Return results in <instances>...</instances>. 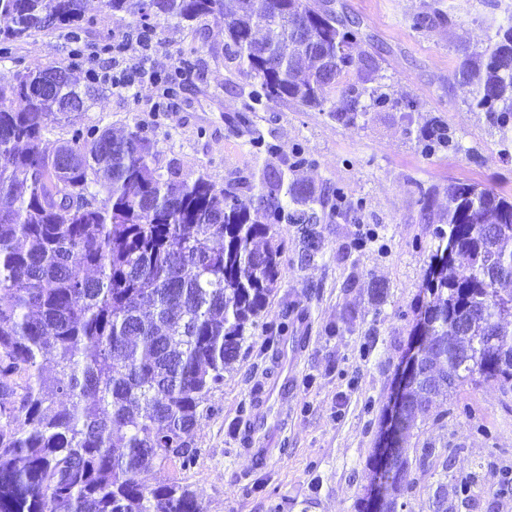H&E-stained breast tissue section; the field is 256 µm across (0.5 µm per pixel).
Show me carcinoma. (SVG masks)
<instances>
[{
    "mask_svg": "<svg viewBox=\"0 0 512 512\" xmlns=\"http://www.w3.org/2000/svg\"><path fill=\"white\" fill-rule=\"evenodd\" d=\"M130 19L127 39L151 49L161 22L220 17L224 58L252 82L237 125L251 130L258 154H278L253 128L271 101L328 113L343 126L366 115L365 100L388 101L371 77L379 69L353 49L360 22L335 0H106ZM437 4L413 19L420 30L449 24ZM57 29L72 65L39 87L43 66L23 65L17 43ZM83 0H0V60L19 66L0 78V512H203L197 495L175 482L149 486L139 474L167 462H196L191 434L204 397L224 384L245 337L270 342L296 333L284 317L267 322L282 287L279 224L299 225L298 262L321 252L316 230L354 206L342 189L317 191L290 177L309 163L295 151L288 172L262 170L218 189L205 176L180 177L154 166V130L137 125L117 138L71 118L104 85L127 89L102 72L82 40ZM197 49L178 73L156 74L154 111L183 90L178 74L198 65ZM461 84L490 124L512 123V14L484 52L465 55ZM341 107H336V100ZM68 121L54 151L45 134ZM435 121L423 150L448 146ZM246 189L256 205H245ZM452 206L432 256L414 326L420 346L405 385L396 434L399 454L384 472L376 505L357 512H403L417 493L416 473L437 477L430 512H453L451 457L425 439L409 443L418 418L448 417L459 388L493 379L512 391V200L475 183H448ZM51 365L45 373L44 364ZM442 470H437V467Z\"/></svg>",
    "mask_w": 512,
    "mask_h": 512,
    "instance_id": "obj_1",
    "label": "carcinoma"
}]
</instances>
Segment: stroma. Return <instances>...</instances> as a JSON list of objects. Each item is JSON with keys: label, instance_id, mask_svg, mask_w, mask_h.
Here are the masks:
<instances>
[{"label": "stroma", "instance_id": "stroma-1", "mask_svg": "<svg viewBox=\"0 0 512 512\" xmlns=\"http://www.w3.org/2000/svg\"><path fill=\"white\" fill-rule=\"evenodd\" d=\"M430 2L338 0L346 16L360 21L365 39L358 48L378 60L389 100L349 127L315 109L268 103L254 132L277 145L273 158L256 154L253 132L235 123L250 79L224 59L222 19L166 24L149 53L132 44L109 57L114 72L144 61L167 73L178 67L182 49L200 50L180 98L161 116L152 112L156 88L143 79L127 92L97 93L81 122L117 136L157 122V167L176 164L187 179L206 173L219 188L264 165L281 167L301 149L310 163L299 178L316 189H343L355 207L350 219L319 225L323 249L306 265L297 258V225H280L286 279L265 316L295 321L298 338L273 346L264 336L248 337L234 371L203 403L195 465L171 462L143 473V481L189 486L204 512H270L275 504L281 512H356L366 496L367 464L381 445L439 243L430 216L447 211L453 180L512 197V141L501 143L459 74L465 54L484 50L512 0H440L452 25L413 29ZM85 16L92 47L120 41L128 29L127 17L110 12L104 0H85ZM16 54L28 64L70 63L58 31L33 33ZM411 100L419 112H408ZM433 118L447 123L452 142L429 154L423 136ZM454 402L459 410L443 425L429 416L418 432L455 449L449 479L475 477L468 505L455 512L470 505L476 512H512V494L494 492L499 469L512 468V392L483 381L460 388Z\"/></svg>", "mask_w": 512, "mask_h": 512}]
</instances>
